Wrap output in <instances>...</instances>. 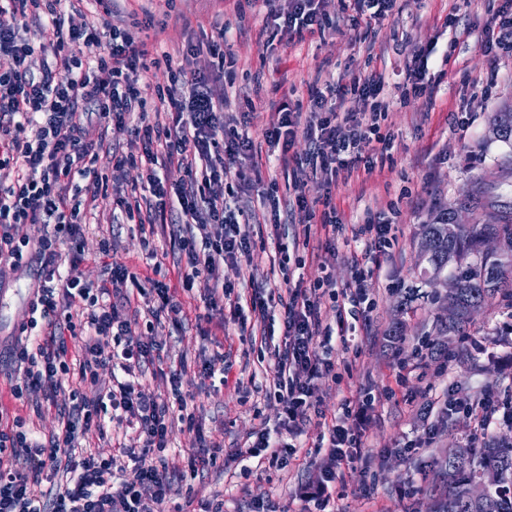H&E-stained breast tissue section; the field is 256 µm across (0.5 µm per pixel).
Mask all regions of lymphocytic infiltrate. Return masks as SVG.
Wrapping results in <instances>:
<instances>
[{
  "instance_id": "1",
  "label": "lymphocytic infiltrate",
  "mask_w": 512,
  "mask_h": 512,
  "mask_svg": "<svg viewBox=\"0 0 512 512\" xmlns=\"http://www.w3.org/2000/svg\"><path fill=\"white\" fill-rule=\"evenodd\" d=\"M99 6L98 27L76 21L64 0H0V14L21 18L16 26L0 27V55L12 61L0 70V170L11 171L0 180V287L2 272L31 268L37 289L20 325L21 334L0 345V353L20 366V383L10 388L14 399L39 393L34 409L51 405L60 430L40 441L24 431L22 419L0 427V512H162L171 485L164 452L170 444V426L181 417L189 432L202 426L186 411L182 396L168 401L145 393L141 380L155 361L153 345L139 338L140 323L125 308L131 298L127 285L138 276L128 267L111 268L107 280L92 286L84 282L80 238L87 203L108 188V178L96 169L98 145L89 137L93 123L130 132L142 144L140 155L112 150L113 169L143 166L146 180L120 197L117 204L139 225L169 230L171 248L185 253L195 273L207 281L206 307L228 294L225 273L240 276L241 262L251 259L254 244L241 231L224 182L241 178L243 159L259 157L248 134L224 130L223 95L210 88L205 71L196 67L202 53L217 55L216 44L188 48L184 63H174L155 44L135 38L114 24L112 0H94ZM269 7L268 28L286 40H305L324 32L325 0H288ZM37 38H30V28ZM85 40L92 51L86 59L69 56L68 42ZM50 56L41 74H33L34 55ZM166 68L164 85L140 81L139 72ZM385 76L374 71L352 77L328 91L313 89L308 117L279 107L272 112L267 141L278 146L276 163L293 168L291 146L297 134L311 141L308 164L329 170L332 177L348 179L373 152H386L390 142L381 132L386 105L379 95ZM90 103L94 113L82 112ZM344 111H337V104ZM183 168L186 185L168 190L161 169ZM273 223L282 217L297 219L304 241L334 245L346 230L335 211L316 212L301 191L287 202L269 195ZM41 225L38 241H31L26 226ZM360 251L353 257L354 274L337 316L352 310L370 313L373 302L368 282L375 268L397 243L389 224H356L349 229ZM151 290L156 297L147 308L153 322L180 325L186 315L169 283L162 281L161 264L152 267ZM280 299L285 346L270 368L274 395L283 406L281 435L259 426L233 458L244 461L266 456L270 466L283 468L293 453L285 435L301 433L319 408L313 401L314 382L334 368L329 346L332 326L324 324L321 298L335 295L329 276L287 283ZM82 341L80 351L69 352L66 337ZM110 368V380L98 371ZM75 378L77 386L62 393L59 375ZM95 385L94 397L80 388ZM454 413L468 410L477 421L481 447L499 418L512 419V402H503L487 390L477 404L446 400ZM369 418L366 411L335 419L328 428L327 466L314 491L302 500L314 512H329V485L353 462V451ZM93 435L110 448L109 456L77 454L81 438ZM139 464L137 482L120 481L123 459ZM66 469L68 479L53 497L41 485L45 472Z\"/></svg>"
}]
</instances>
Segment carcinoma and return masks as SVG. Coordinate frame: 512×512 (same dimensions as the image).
Listing matches in <instances>:
<instances>
[{"mask_svg": "<svg viewBox=\"0 0 512 512\" xmlns=\"http://www.w3.org/2000/svg\"><path fill=\"white\" fill-rule=\"evenodd\" d=\"M494 138L512 144V114L498 113L493 120ZM468 203L476 208L497 209L494 220L480 224H455L453 212L442 210L433 222L421 225V253L439 277L456 264L449 282L459 297L456 313L438 319L441 329L463 334L470 325V308L496 294L512 298V207L498 204L481 189ZM492 469L499 476L484 497H470L471 485ZM448 491L438 502L437 512H512V443L497 439L480 448H461L448 455L445 464Z\"/></svg>", "mask_w": 512, "mask_h": 512, "instance_id": "cac0c4a2", "label": "carcinoma"}]
</instances>
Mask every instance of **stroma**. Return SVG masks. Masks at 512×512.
I'll use <instances>...</instances> for the list:
<instances>
[{"label": "stroma", "mask_w": 512, "mask_h": 512, "mask_svg": "<svg viewBox=\"0 0 512 512\" xmlns=\"http://www.w3.org/2000/svg\"><path fill=\"white\" fill-rule=\"evenodd\" d=\"M501 3L398 0L392 15L369 30L353 31L340 23L344 10L353 9V0H328L323 36L268 42L259 36L268 12L265 0H244L239 7L233 0H176L171 7L165 0H112L114 24L132 27L134 36L142 31L133 28V19L149 16L162 24L156 40L177 62L188 42L210 41L219 27H227L224 51L234 64L217 81L228 98L224 127L247 132L266 154L271 151L265 137L268 116L264 108L250 109V100L305 113L312 88L374 70L387 77L383 94L389 107L382 131L390 148L375 159L372 170L334 181L307 166L295 172L249 167L245 173L250 188L239 194L241 205L256 207L273 186L280 198H287L289 183L297 180L308 200L332 196L343 223L390 222L398 237L370 281L373 311L367 318L348 320L347 342L332 338L335 373L315 383V399L330 419L347 408L358 410L365 394L375 397V420L362 434L358 458L329 486L337 512H435L445 490L440 464L449 449L470 446L476 429L469 415L446 413V398L467 396L475 402L487 388L503 398L512 396V344L489 339L512 320V301L490 299L473 314L465 334L440 335L436 321L445 290L430 284L419 248L420 227L436 210L448 207L457 210L459 220L470 221V213L458 203L477 183L497 185L502 201L512 204V176L506 174L512 169V145L492 135L495 114L512 109V49L488 54L479 37ZM452 20L469 26L471 36L454 39L448 26ZM418 46L431 51L428 75L436 84L431 97L405 94L398 87ZM476 79L486 84L487 96L472 98ZM466 100L471 103L470 128L464 135L455 115ZM143 178L133 168L110 172L107 194L88 207L81 266L85 280L100 281L109 264L141 274L150 265L138 225L111 223L117 197ZM105 238L112 241L106 258L101 255ZM355 249V244L337 241L322 250L317 262L288 274L312 280L325 273L337 289H345L352 280ZM8 280V289L0 293V337L15 332L33 274L20 270ZM205 293L203 277H196L193 290L181 295L187 311L181 327L165 322L144 331L143 341L157 343L160 360L144 377L143 389L171 398L175 389L170 376L182 370L177 390L201 423L204 441L229 451L240 447L260 422L277 427L282 407L249 383L252 373L270 359L260 343L262 324L251 315L242 327L228 307L205 308ZM423 345L455 353L457 360L446 367L430 358L417 361L415 350ZM219 352L224 355V377L217 380L204 375L201 365ZM14 374L13 365L0 363V409L8 417H21L37 436L50 437L57 429L55 409L46 406L37 413L30 402L14 399ZM320 432L317 424L308 425L282 470L234 473L219 462L197 472L189 468L188 459L199 442L181 422H174L166 459L174 482L165 512H192V503L200 500L223 502L224 512H249L259 500L274 503L277 512H300V494L316 483L326 458L316 448Z\"/></svg>", "instance_id": "35a3bbf8"}]
</instances>
